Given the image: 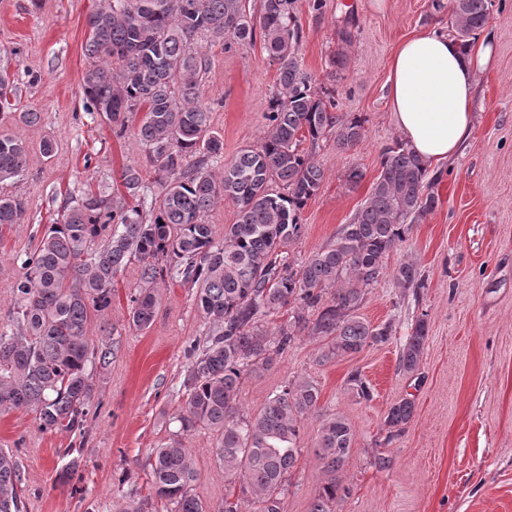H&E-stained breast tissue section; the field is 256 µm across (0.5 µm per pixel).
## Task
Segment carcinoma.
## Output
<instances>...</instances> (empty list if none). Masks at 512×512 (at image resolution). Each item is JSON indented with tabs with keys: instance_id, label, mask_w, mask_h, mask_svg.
Instances as JSON below:
<instances>
[{
	"instance_id": "obj_1",
	"label": "carcinoma",
	"mask_w": 512,
	"mask_h": 512,
	"mask_svg": "<svg viewBox=\"0 0 512 512\" xmlns=\"http://www.w3.org/2000/svg\"><path fill=\"white\" fill-rule=\"evenodd\" d=\"M488 22V0H456L452 31L463 47ZM88 26L86 114L118 139L137 121L133 134L155 177L127 166L121 188H87L21 257L23 274L11 285L9 320L0 326V412L30 411L44 431L84 429L101 405L94 372L106 370L119 347L114 332L93 338L88 324L112 308L115 278L136 259L140 288L129 299L135 329L152 326L159 288L169 283L195 290L209 324L188 349L185 399L171 417L176 430L149 456L155 496L166 512H207L193 493L198 472L183 442L201 430L215 436L225 477L239 480L237 500L224 499V512H241L243 503L249 512H283L300 431L314 416L321 417L315 454L328 478L309 512H334L351 493L336 476L355 441L350 422L321 415V390L310 377L286 380L250 416L240 405L243 380L268 369L300 334L318 344L321 365L390 340L392 323L373 326L357 310L412 223L438 207V178L428 177L405 142H393L353 222L297 268L288 247L301 237L300 215L324 178L316 148L331 141L341 152L352 150L365 127L359 116H340L333 91L316 87L303 70L294 0H260L256 11L247 0H107ZM202 39L226 51L259 39L276 65L266 135L221 165L223 142L210 130V108L197 99L211 67ZM28 162L26 144L1 134L0 229L23 220V200L4 187L24 175ZM220 200L237 208L221 241L206 222ZM392 277L405 291L424 287L411 262L395 267ZM285 307L292 309L288 327L264 329L262 320ZM427 337L422 316L401 349V370L416 371ZM348 382L359 399H372L359 372ZM413 415L414 401L393 404L385 417L390 436ZM22 484L16 455L1 448L0 512H23Z\"/></svg>"
}]
</instances>
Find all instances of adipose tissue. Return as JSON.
<instances>
[{
  "label": "adipose tissue",
  "instance_id": "obj_1",
  "mask_svg": "<svg viewBox=\"0 0 512 512\" xmlns=\"http://www.w3.org/2000/svg\"><path fill=\"white\" fill-rule=\"evenodd\" d=\"M493 50L494 36L485 29L467 51L451 36L421 31L392 54L386 83L390 109L404 142L428 166L448 161L468 140L476 74Z\"/></svg>",
  "mask_w": 512,
  "mask_h": 512
}]
</instances>
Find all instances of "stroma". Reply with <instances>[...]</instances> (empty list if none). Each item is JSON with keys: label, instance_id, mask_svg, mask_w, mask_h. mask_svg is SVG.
<instances>
[{"label": "stroma", "instance_id": "35a3bbf8", "mask_svg": "<svg viewBox=\"0 0 512 512\" xmlns=\"http://www.w3.org/2000/svg\"><path fill=\"white\" fill-rule=\"evenodd\" d=\"M434 10L431 0H296L301 31L298 57L317 85L336 91L341 115L365 120L366 136L354 150L317 149L324 171L317 194L302 211V237L289 248L301 263L332 244L367 197L383 150L399 136L385 83L389 60L407 35L449 32L451 0ZM105 0H0V72L17 84V110L40 112L35 125L5 122L0 132L25 141L29 163L13 190L27 211L21 223L0 230V324L11 304L10 286L21 276L16 258L33 250L47 225L87 185H120L124 167L147 166L133 137L116 139L109 127L82 109V77L88 64L87 19ZM487 24L495 38L492 65L476 78L475 121L455 157L437 167V209L416 221L405 242L389 254L388 268L415 263L425 280L418 293L403 291L392 277L368 289L358 310L371 324L392 322L384 344L324 365L315 343L301 337L271 368L247 375L246 412L257 413L284 380L310 376L320 384L324 410L345 416L356 440L338 476L351 489L336 512H512V0H490ZM352 33L342 43L341 28ZM211 68L198 98L211 107V128L224 140V157L256 146L267 130L265 114L276 89V68L262 43L224 51L209 47ZM58 152L42 157L43 140ZM358 167L363 178L349 186ZM140 283L131 261L116 278L111 310L92 317L90 336L114 329L120 348L111 365L93 377L103 403L84 434L41 431L33 413L0 414V448L16 452L24 473L23 512H125L152 496L146 465L153 448L167 440L171 417L183 403L190 343L208 324L191 289L162 291L153 325L129 326V296ZM426 317L428 340L415 373L399 368V349L418 317ZM360 372L374 390L359 400L346 379ZM415 405L411 422L389 437L385 417L402 398ZM318 422L300 431L301 457L284 499L285 512H308L327 475L314 446ZM198 479L194 493L209 512H221L236 495L216 463V440L206 431L186 437ZM389 455L390 469L372 460ZM76 461L72 484L58 475Z\"/></svg>", "mask_w": 512, "mask_h": 512}]
</instances>
